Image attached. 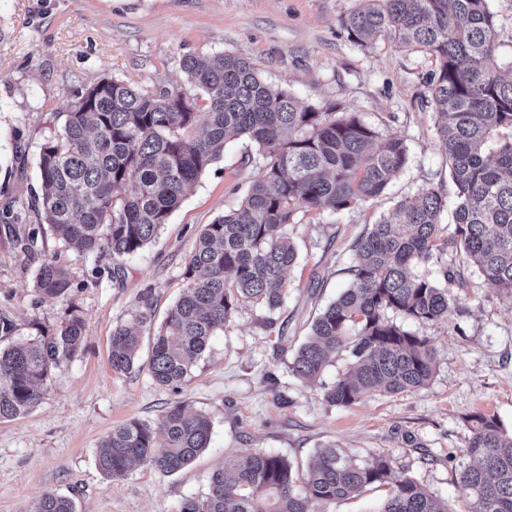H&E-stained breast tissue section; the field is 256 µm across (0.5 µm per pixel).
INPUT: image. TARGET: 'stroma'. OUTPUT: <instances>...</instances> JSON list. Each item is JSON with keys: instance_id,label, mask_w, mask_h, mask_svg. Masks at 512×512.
<instances>
[{"instance_id": "stroma-1", "label": "stroma", "mask_w": 512, "mask_h": 512, "mask_svg": "<svg viewBox=\"0 0 512 512\" xmlns=\"http://www.w3.org/2000/svg\"><path fill=\"white\" fill-rule=\"evenodd\" d=\"M361 4L0 0V212L13 201L25 204L29 223L38 221L39 145L61 125L67 96L105 76L143 90L189 93L182 60L192 55L243 57L271 85L307 104L357 113L380 134L402 138L409 152L382 196L336 214L298 209L288 227L298 262L285 274L282 305H241L174 387L148 372L153 337L186 283L198 234L237 209L256 179L261 156L254 143L228 140L154 241L129 258L81 255L50 236L27 252L0 222V319L13 324L0 346L52 334L74 315L86 327L84 351L55 370L39 403L0 421V512H30L47 490L73 497L78 512H179L242 452L277 453L304 469L327 444L360 459L388 455L393 481L412 478L454 508L456 476L472 461L465 416H495L512 432V299L475 273L465 287L451 289L447 320L402 323L435 351L427 385L341 407L324 392L349 369V350L330 355L316 382L292 371L314 320L350 284L353 243L401 199L448 185L426 85L436 62L383 39L368 47L352 43L343 22ZM48 260L71 274L63 296L35 289ZM146 293L154 318L142 329L139 360L114 371L112 329L130 320ZM179 402L211 422L203 453L173 475L146 464L119 479L102 474L97 455L113 427L132 419L157 425Z\"/></svg>"}]
</instances>
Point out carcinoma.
<instances>
[{
  "mask_svg": "<svg viewBox=\"0 0 512 512\" xmlns=\"http://www.w3.org/2000/svg\"><path fill=\"white\" fill-rule=\"evenodd\" d=\"M344 27L350 41L369 46L390 39L435 57L428 94L443 118L437 129L456 199L451 232L442 236L447 197L429 188L400 201L358 240L352 283L316 318L311 338L297 351L293 372L313 380L328 355L352 345V367L325 393L351 406L379 392L426 385L435 357L426 338L388 317L437 323L448 318V288L474 270L512 298V136L486 152L490 136L512 130V75L497 60L499 32L489 0H364ZM198 98L182 90L139 89L102 77L66 100L64 124L44 137L38 167L40 224L66 247L140 253L168 223L185 191L224 153L227 137L244 135L259 146L262 165L238 209L204 227L186 266V286L161 324L148 370L164 386L181 383L212 336L245 302L275 310L283 302L284 274L297 251L287 226L298 207L347 210L381 196L407 166L403 139L381 136L338 106L303 105L265 82L244 58L189 56L182 62ZM123 194L114 196V189ZM462 256L443 262L438 277L417 275L448 248ZM68 270L44 262L36 291L58 297L71 288ZM152 317L149 299L132 319L112 329L110 362L128 371L139 356L140 329ZM84 323L72 317L51 336L0 349V421L27 414L43 396L55 369L83 351ZM476 464L459 472V512H512V434L496 417H467ZM211 422L185 405L172 406L157 427L131 420L112 428L97 465L110 478L134 463L175 474L206 450ZM383 454L366 460L336 445L322 447L301 489L285 456L244 451L231 470H218L207 492L184 500L180 512H323L367 486L389 481ZM30 512H77L73 498L44 492ZM380 512H450L448 503L411 478L394 483Z\"/></svg>",
  "mask_w": 512,
  "mask_h": 512,
  "instance_id": "carcinoma-1",
  "label": "carcinoma"
}]
</instances>
